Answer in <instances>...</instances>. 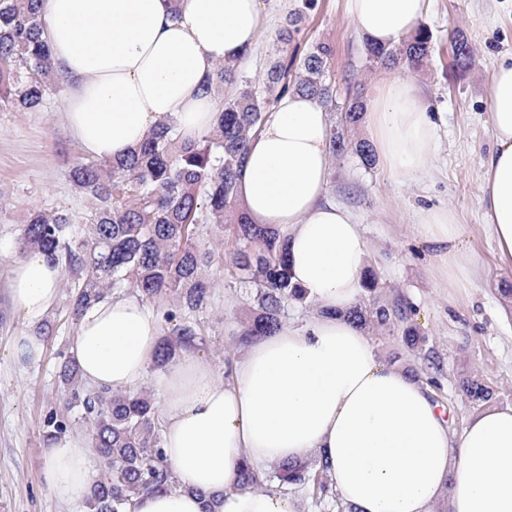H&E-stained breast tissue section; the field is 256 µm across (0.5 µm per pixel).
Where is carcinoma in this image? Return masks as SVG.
Returning <instances> with one entry per match:
<instances>
[{
	"instance_id": "carcinoma-1",
	"label": "carcinoma",
	"mask_w": 512,
	"mask_h": 512,
	"mask_svg": "<svg viewBox=\"0 0 512 512\" xmlns=\"http://www.w3.org/2000/svg\"><path fill=\"white\" fill-rule=\"evenodd\" d=\"M43 0H0V109H40L57 74L42 33ZM317 0H303L288 27L278 34L282 55L256 86L242 79L236 64L220 63L204 93L226 86L235 88L224 100L213 129L197 141L181 139L175 125L153 132L129 155L117 159L81 161L70 171L75 187L92 203L82 233L63 212L32 209L28 212L19 248L39 250L65 263L74 277L72 313L83 316L90 305L117 289H130L144 302L172 295L188 318L172 324L156 350L154 363L164 367L183 350L192 348L201 328L194 313L209 304L207 269L215 250L196 241L199 224L233 226L234 241L228 264L259 288L258 309L246 321L242 335L271 336L283 323L284 307L304 301L303 291L291 283L284 241L273 228L248 221L238 206L237 179L251 136L268 117L272 106L289 92L315 97L328 112L342 113V128L329 130L332 155L350 150L364 166L374 165L366 141H353L349 132L365 112L356 96L340 108L327 81L332 49L315 43L302 57L288 52L299 32L303 11ZM433 36L422 24L410 38L391 46L365 44L371 65L417 69L431 56ZM378 280L368 270L366 301L349 310L352 321L395 337L389 356L403 364L417 381L440 386L443 366L428 339L408 320L407 307L377 300ZM59 386L67 405L78 407L90 423L92 448L102 462V472L85 502L87 512H130L133 500L143 494L163 492L175 485L159 438L156 404L146 391L119 392L86 386L76 364L63 363ZM456 389L478 409L497 399L494 387L483 379L463 375ZM70 419L53 412L47 419L49 435L68 431ZM324 458L277 465L273 477L279 484L312 490L315 506L331 494ZM267 481L260 470L245 467L237 487L254 489Z\"/></svg>"
}]
</instances>
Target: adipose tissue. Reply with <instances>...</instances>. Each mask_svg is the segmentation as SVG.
Here are the masks:
<instances>
[{"label": "adipose tissue", "instance_id": "adipose-tissue-1", "mask_svg": "<svg viewBox=\"0 0 512 512\" xmlns=\"http://www.w3.org/2000/svg\"><path fill=\"white\" fill-rule=\"evenodd\" d=\"M429 0H346L367 42L392 46L422 24ZM44 37L65 87V120L84 153L118 158L162 125L195 141L217 117L201 93L220 62L239 58L263 31L262 0H45ZM495 149L483 164L481 205L496 265L512 270V64L490 88ZM377 159L414 179L431 155L435 125L411 77L386 78L365 110ZM329 115L315 98L289 93L250 143L238 199L251 223L276 228L288 246L291 281L320 311L251 340L219 379L193 355L162 379L164 456L175 489L141 496L132 512H296L285 492L241 490L244 464L323 456L353 512H512V405L486 404L453 434L446 409L402 367L383 362L366 331L347 318L364 293L370 250L360 224L328 196L333 158ZM421 227L444 246L448 281L472 273L465 230L452 210L423 212ZM61 267L32 251L14 262L15 311L37 323L54 305ZM160 327L134 294L109 296L81 318L71 352L84 382L132 391L144 382ZM48 489L66 503L87 499L97 479L88 439L46 442Z\"/></svg>", "mask_w": 512, "mask_h": 512}]
</instances>
